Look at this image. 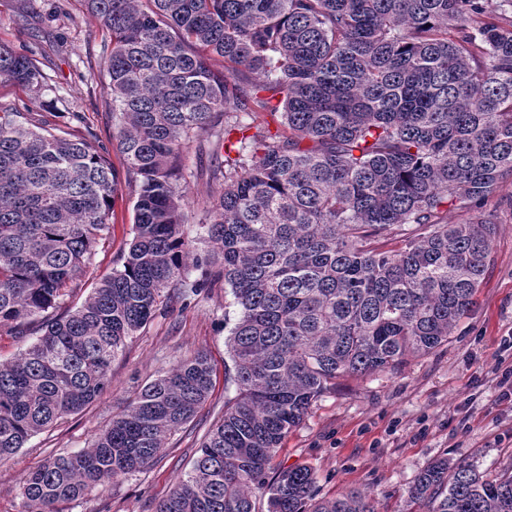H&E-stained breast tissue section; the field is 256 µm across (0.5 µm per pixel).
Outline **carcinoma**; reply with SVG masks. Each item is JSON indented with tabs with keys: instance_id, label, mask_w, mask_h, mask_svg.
<instances>
[{
	"instance_id": "cac0c4a2",
	"label": "carcinoma",
	"mask_w": 512,
	"mask_h": 512,
	"mask_svg": "<svg viewBox=\"0 0 512 512\" xmlns=\"http://www.w3.org/2000/svg\"><path fill=\"white\" fill-rule=\"evenodd\" d=\"M111 35L112 104L134 236L121 268L62 308L109 229L120 180L88 141L0 109V328L37 335L0 363V464L91 405L165 290L231 289L239 316L224 416L156 512H376L318 500L308 467L273 454L340 377L394 370L448 343L492 262V222L450 224L512 178V0H83ZM224 63V73L213 62ZM48 88L0 46V83ZM267 112L276 130L260 119ZM224 153V193L193 256L184 146ZM395 232L396 250L377 246ZM198 352L147 383L91 447L24 474V512H60L162 458L212 389ZM425 512H512V473L430 462Z\"/></svg>"
}]
</instances>
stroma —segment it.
Returning <instances> with one entry per match:
<instances>
[{"instance_id":"stroma-1","label":"stroma","mask_w":512,"mask_h":512,"mask_svg":"<svg viewBox=\"0 0 512 512\" xmlns=\"http://www.w3.org/2000/svg\"><path fill=\"white\" fill-rule=\"evenodd\" d=\"M103 24L80 0H0V45L38 60L49 89L35 95L25 86H0V106L27 113L32 127L61 128L92 143L123 171L113 137L112 107L102 91ZM221 158L190 143L184 163L191 178L186 211L191 249L203 257L213 245L199 234L207 212L224 191L211 172ZM134 199L121 191L111 229L98 243L80 279L65 299L79 306L97 282L116 268L133 237ZM491 218L493 262L468 318L448 343L400 369L342 377L319 397L303 422L284 440L273 470L306 466L319 497L358 489L371 492L379 512H406L408 491L434 458L466 456L486 477L512 469V402L501 399L499 362L512 364V180L479 210L449 208L448 221L467 224ZM201 272L190 269L176 286V300L129 340L112 364L111 381L84 411L29 439L0 465V512H23L20 481L52 453L77 452L134 400L142 386L178 360L205 353L213 389L192 422L173 434L161 460L120 476L62 512H155L158 501L191 471L212 425L224 414V373L233 361L227 347L239 308L223 286L191 294Z\"/></svg>"}]
</instances>
